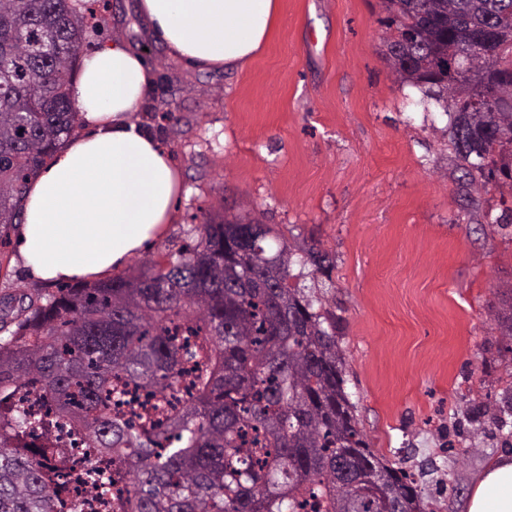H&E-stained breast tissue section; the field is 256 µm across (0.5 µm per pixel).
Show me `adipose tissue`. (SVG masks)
Instances as JSON below:
<instances>
[{"mask_svg": "<svg viewBox=\"0 0 512 512\" xmlns=\"http://www.w3.org/2000/svg\"><path fill=\"white\" fill-rule=\"evenodd\" d=\"M141 9L172 55L209 68L249 63L277 0H141ZM152 81L123 41L85 58L70 96L92 130L69 141L26 193L18 251L34 277L104 279L171 222L180 177L131 119ZM467 512H512V456L477 476Z\"/></svg>", "mask_w": 512, "mask_h": 512, "instance_id": "ef3b65f1", "label": "adipose tissue"}]
</instances>
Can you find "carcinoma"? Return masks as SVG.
<instances>
[{"mask_svg": "<svg viewBox=\"0 0 512 512\" xmlns=\"http://www.w3.org/2000/svg\"><path fill=\"white\" fill-rule=\"evenodd\" d=\"M380 6L385 60L444 108L462 179L512 190V0ZM83 19L74 0H0L1 229L75 129ZM494 30L491 54L468 53ZM194 231L131 275L29 298L11 331L0 315V512H57L76 483L111 512H425L364 439L336 311L290 283L294 256L313 274L333 257L241 215ZM494 321L512 344V290ZM29 380L51 413L15 399ZM50 428L83 444L71 474L47 464L65 452Z\"/></svg>", "mask_w": 512, "mask_h": 512, "instance_id": "obj_1", "label": "carcinoma"}]
</instances>
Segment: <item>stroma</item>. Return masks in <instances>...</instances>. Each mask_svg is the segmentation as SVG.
Here are the masks:
<instances>
[{
    "label": "stroma",
    "instance_id": "stroma-1",
    "mask_svg": "<svg viewBox=\"0 0 512 512\" xmlns=\"http://www.w3.org/2000/svg\"><path fill=\"white\" fill-rule=\"evenodd\" d=\"M83 55L120 38L153 83L133 119L181 176L173 221L130 258L174 253L192 228L250 213L336 258L315 285L340 319L345 388L370 448L427 512H465L477 475L512 453V352L492 319L512 288V190L458 193L441 104L395 80L379 0H278L243 67L174 58L140 0H85ZM0 233V301L51 295Z\"/></svg>",
    "mask_w": 512,
    "mask_h": 512
}]
</instances>
